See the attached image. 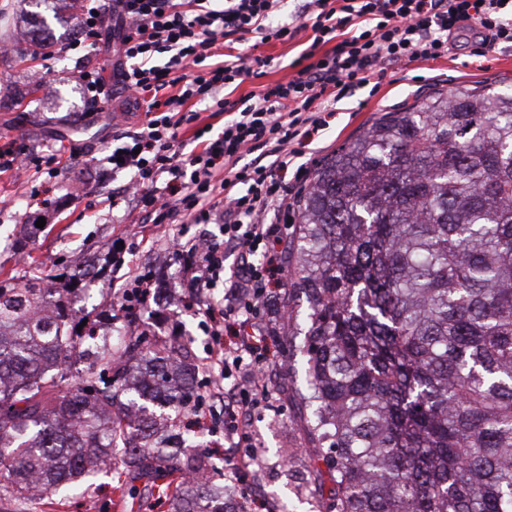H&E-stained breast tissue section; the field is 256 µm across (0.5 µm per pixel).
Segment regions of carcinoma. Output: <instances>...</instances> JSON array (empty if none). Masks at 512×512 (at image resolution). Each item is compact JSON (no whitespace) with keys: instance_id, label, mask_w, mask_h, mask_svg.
Masks as SVG:
<instances>
[{"instance_id":"carcinoma-1","label":"carcinoma","mask_w":512,"mask_h":512,"mask_svg":"<svg viewBox=\"0 0 512 512\" xmlns=\"http://www.w3.org/2000/svg\"><path fill=\"white\" fill-rule=\"evenodd\" d=\"M289 234L304 421L330 512H512V88L377 114L315 169ZM89 270L0 281V498L79 492L100 461L181 481L167 512H237L141 400L190 397L189 348L99 344Z\"/></svg>"}]
</instances>
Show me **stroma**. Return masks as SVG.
Wrapping results in <instances>:
<instances>
[{
	"label": "stroma",
	"mask_w": 512,
	"mask_h": 512,
	"mask_svg": "<svg viewBox=\"0 0 512 512\" xmlns=\"http://www.w3.org/2000/svg\"><path fill=\"white\" fill-rule=\"evenodd\" d=\"M74 9L73 0L58 8L50 0H0V43L9 46L8 52L0 53V149L16 142L41 154H57L60 161L53 178L33 167L0 174V280L38 267L54 274L72 272L90 259L107 258L113 243L129 228H137L145 242L139 250L125 254V265L151 270L167 298L114 320L106 340L113 344L118 334L130 328L147 329L157 337L187 343L192 364H200L209 338L191 306V291L180 282L182 258L151 248L156 230L144 214L124 204L113 205L111 176L98 182L90 177L93 158L112 146L113 135L137 128L145 112L130 105L117 88L103 111H95L87 102L75 78L79 53L71 48ZM31 14L52 32L56 52L36 55L31 43L10 40V31L27 26ZM308 38L304 32L296 41L259 46V53L272 62L263 76L246 77L236 96L259 91L291 74L290 64ZM478 46L475 37L455 43L447 58L407 63L378 84L352 92L342 101L321 141L309 150L307 170H314L317 163L353 140L377 113L411 106L431 91L458 85L512 86V50L488 54L480 63L474 56ZM75 148L84 151V162H70ZM31 215L44 218L46 224L25 245H17L19 226ZM267 381L276 401L259 408L254 417L262 465L252 478L267 483L270 492L286 502L288 512H329L331 483L299 421L303 376L293 362L278 357L267 369ZM286 451L292 454L288 472L281 468ZM6 508L8 512H130L114 493L111 476L103 473L90 477L81 495H53L23 507L10 502Z\"/></svg>",
	"instance_id": "1"
}]
</instances>
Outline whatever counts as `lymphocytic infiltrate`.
Returning <instances> with one entry per match:
<instances>
[{"mask_svg":"<svg viewBox=\"0 0 512 512\" xmlns=\"http://www.w3.org/2000/svg\"><path fill=\"white\" fill-rule=\"evenodd\" d=\"M282 0H81L77 43L95 46L107 20L120 26L113 78L130 101H146L148 118L126 132L103 163L113 176L131 174L135 196L118 191L158 226L175 214L209 223L223 205L224 241L206 234L177 237L176 254H190L185 275L197 287V313L212 347L203 371L219 370L224 390L227 476L246 481L254 467L250 426L270 395L266 298L281 287L287 238L268 213H285L289 180L307 146L329 125L338 103L356 88L411 61L447 56L450 44L475 31L482 53L512 49V0H304L313 35L295 73L256 94L229 100L225 92L260 76L262 55L215 56L221 42L255 36L257 43L294 40L301 31L276 20ZM231 112L221 132L202 114ZM239 271L224 289L223 307L208 292L227 257Z\"/></svg>","mask_w":512,"mask_h":512,"instance_id":"f902f5d3","label":"lymphocytic infiltrate"}]
</instances>
